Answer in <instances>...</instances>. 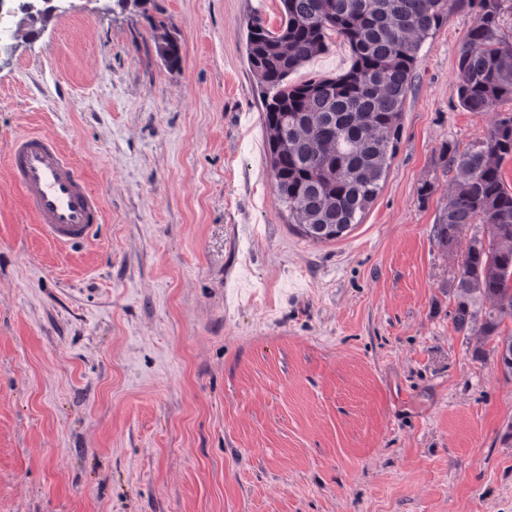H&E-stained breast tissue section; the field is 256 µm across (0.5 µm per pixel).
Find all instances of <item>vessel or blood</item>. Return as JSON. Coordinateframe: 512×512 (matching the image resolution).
Here are the masks:
<instances>
[{"label":"vessel or blood","mask_w":512,"mask_h":512,"mask_svg":"<svg viewBox=\"0 0 512 512\" xmlns=\"http://www.w3.org/2000/svg\"><path fill=\"white\" fill-rule=\"evenodd\" d=\"M8 173L50 243L64 250L96 239L104 221L102 200L55 138L38 132L15 136Z\"/></svg>","instance_id":"b4317fda"}]
</instances>
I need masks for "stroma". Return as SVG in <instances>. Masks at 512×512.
Masks as SVG:
<instances>
[{"instance_id": "stroma-1", "label": "stroma", "mask_w": 512, "mask_h": 512, "mask_svg": "<svg viewBox=\"0 0 512 512\" xmlns=\"http://www.w3.org/2000/svg\"><path fill=\"white\" fill-rule=\"evenodd\" d=\"M254 16L278 30L281 0H66L0 51V512H512V379L449 291L488 230L434 235L446 155L512 114L459 103L479 12L423 43L382 190L323 243L276 192ZM350 64L333 35L290 79ZM32 131L101 196L95 242L27 212L6 158ZM156 51L168 68L176 69L181 65V45L176 37L164 35L161 41L156 43Z\"/></svg>"}]
</instances>
